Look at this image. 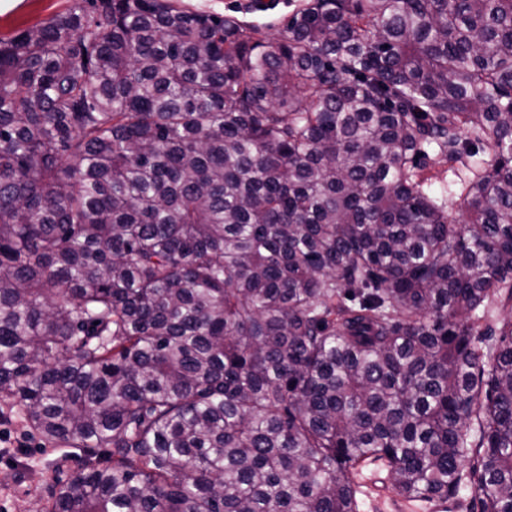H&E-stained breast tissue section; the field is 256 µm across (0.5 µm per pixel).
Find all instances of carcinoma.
<instances>
[{"instance_id": "carcinoma-1", "label": "carcinoma", "mask_w": 512, "mask_h": 512, "mask_svg": "<svg viewBox=\"0 0 512 512\" xmlns=\"http://www.w3.org/2000/svg\"><path fill=\"white\" fill-rule=\"evenodd\" d=\"M511 302L512 0L0 38V398L85 452L40 512H357L368 461L512 512ZM427 176L432 177V183L437 189L444 187L445 189L459 193L460 178L469 175V172L459 168L455 171H448V165L429 167L425 170Z\"/></svg>"}]
</instances>
